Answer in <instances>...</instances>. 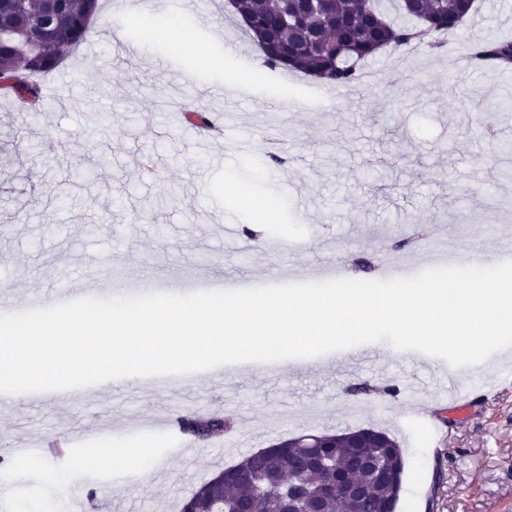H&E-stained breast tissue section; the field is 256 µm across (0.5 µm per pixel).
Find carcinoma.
<instances>
[{"instance_id":"1","label":"carcinoma","mask_w":512,"mask_h":512,"mask_svg":"<svg viewBox=\"0 0 512 512\" xmlns=\"http://www.w3.org/2000/svg\"><path fill=\"white\" fill-rule=\"evenodd\" d=\"M93 0H57L52 12L44 0H0V22L16 25L0 38V89L23 105L40 95L35 77L58 68L64 52L87 39L96 15ZM405 19L387 18L380 0H326L311 10L304 0H236L263 62L271 70L301 71L333 87L359 79L360 63L384 48L421 45L433 36L452 32L470 13L468 0H399ZM472 57L484 66L512 63V42L486 39L472 46ZM184 433L199 440L224 435V417L188 414ZM311 463L296 439L246 456L203 482L181 512H385L394 509L402 490L404 459L397 442L371 430L359 448H345L338 434L320 435ZM396 474L382 480L375 465Z\"/></svg>"}]
</instances>
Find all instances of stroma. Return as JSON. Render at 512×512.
Wrapping results in <instances>:
<instances>
[{"label": "stroma", "instance_id": "35a3bbf8", "mask_svg": "<svg viewBox=\"0 0 512 512\" xmlns=\"http://www.w3.org/2000/svg\"><path fill=\"white\" fill-rule=\"evenodd\" d=\"M103 0L88 40L49 76L50 100L30 111L0 92V289L7 313L53 288L92 296L105 274L194 280L222 264L243 276L310 282L327 260L359 280L380 279L393 255L454 238L482 245L495 265L493 225H512V81L471 70L470 47L512 40V0H476L441 46L387 48L356 85L336 89L296 71L256 67L260 53L224 0H162L146 25ZM148 45L135 62L124 45ZM233 73L238 87L225 84ZM223 113L204 138L173 111ZM248 138L247 155L236 145ZM283 157L270 170L272 154ZM274 201L281 226L252 231L255 202ZM237 224L239 241L224 237ZM295 239L307 243L290 252ZM356 376L279 361L223 368L225 446L193 440L200 458L144 460L165 440L136 425L194 411L211 389L157 391L139 381L86 387L80 403L46 397L0 407V512H179L203 482L278 440L372 428L394 438L405 470L397 512H512V387L468 412L436 407L438 433L408 422L414 394L434 382L373 343ZM396 387L397 396L382 392ZM132 440L136 459L102 455L104 437ZM69 438L70 456L20 463L18 448ZM97 468H85L88 457Z\"/></svg>", "mask_w": 512, "mask_h": 512}]
</instances>
